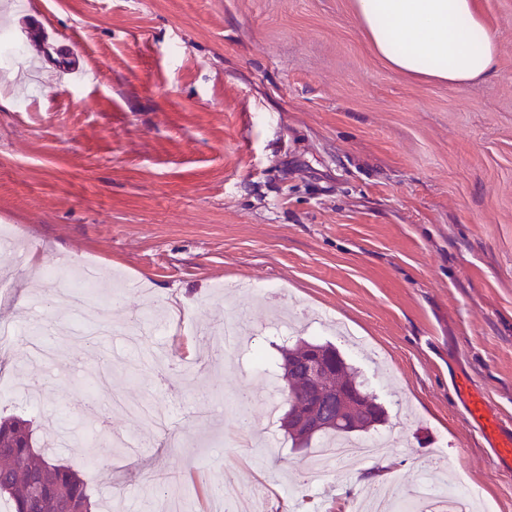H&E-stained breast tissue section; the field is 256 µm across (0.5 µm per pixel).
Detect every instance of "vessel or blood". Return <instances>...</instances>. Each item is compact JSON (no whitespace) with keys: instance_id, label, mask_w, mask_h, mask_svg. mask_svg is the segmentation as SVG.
<instances>
[{"instance_id":"obj_1","label":"vessel or blood","mask_w":512,"mask_h":512,"mask_svg":"<svg viewBox=\"0 0 512 512\" xmlns=\"http://www.w3.org/2000/svg\"><path fill=\"white\" fill-rule=\"evenodd\" d=\"M454 391L462 402L469 421L478 429L499 463L506 468L512 467V431L503 427L483 393L472 385L465 373L455 375Z\"/></svg>"}]
</instances>
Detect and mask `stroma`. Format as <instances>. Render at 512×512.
<instances>
[{"label":"stroma","instance_id":"35a3bbf8","mask_svg":"<svg viewBox=\"0 0 512 512\" xmlns=\"http://www.w3.org/2000/svg\"><path fill=\"white\" fill-rule=\"evenodd\" d=\"M39 2L0 0V39L21 47L0 54V225L44 251L9 267L0 415L39 402L38 435L122 512H163L158 477L189 512L228 479L233 512H345L376 461L306 482L313 450L271 421L251 365L255 347L272 373L288 339L329 341L387 413L386 476L463 475L512 512V472L450 381L467 373L512 425V0H479L496 70L460 87L391 69L354 0ZM61 258L135 284L55 342L99 359L91 392L28 353L29 318L71 320L37 271ZM242 281L265 293L227 368L197 328L239 314L223 285ZM242 420L274 442L236 438Z\"/></svg>","mask_w":512,"mask_h":512}]
</instances>
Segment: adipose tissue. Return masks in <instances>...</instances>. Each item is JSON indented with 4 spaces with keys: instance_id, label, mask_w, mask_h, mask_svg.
<instances>
[{
    "instance_id": "ef3b65f1",
    "label": "adipose tissue",
    "mask_w": 512,
    "mask_h": 512,
    "mask_svg": "<svg viewBox=\"0 0 512 512\" xmlns=\"http://www.w3.org/2000/svg\"><path fill=\"white\" fill-rule=\"evenodd\" d=\"M355 15L393 69L463 85L490 75L497 47L478 0H355Z\"/></svg>"
}]
</instances>
